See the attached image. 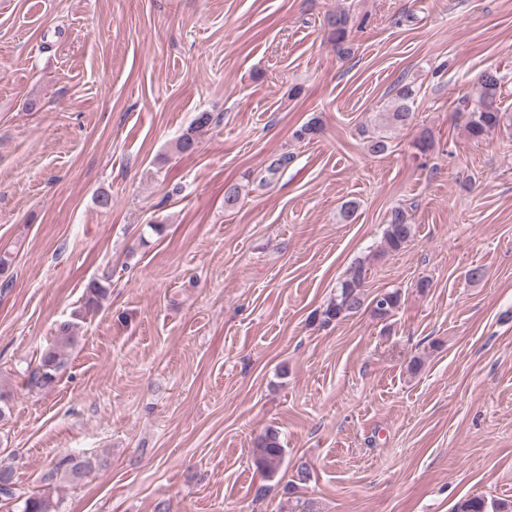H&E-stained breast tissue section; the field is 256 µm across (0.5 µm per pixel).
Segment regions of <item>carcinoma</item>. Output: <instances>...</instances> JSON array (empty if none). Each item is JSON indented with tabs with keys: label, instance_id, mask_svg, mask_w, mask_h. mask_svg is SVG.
I'll return each mask as SVG.
<instances>
[{
	"label": "carcinoma",
	"instance_id": "obj_1",
	"mask_svg": "<svg viewBox=\"0 0 512 512\" xmlns=\"http://www.w3.org/2000/svg\"><path fill=\"white\" fill-rule=\"evenodd\" d=\"M347 18L342 14H332L327 19L328 38L335 44L340 55L350 54L346 34ZM501 89V76L496 70H486L478 78L472 91L471 98L474 105L469 112L466 130L469 138L480 140L501 127L507 125L509 117L499 106ZM417 95L415 86L411 83L401 84L397 87L395 96L388 109L381 113L380 123L368 148L373 154L381 155L389 148L388 131L403 128L412 118L414 101ZM213 122L209 112H200L196 115L189 128L184 131L176 141V148L182 153L195 149L198 138L205 133ZM413 234V225L409 224L405 211L395 209L391 212L389 222L383 231L382 248L385 251H398ZM367 266L363 261H357L351 267L348 276L336 287V297L323 311L324 322L339 321L348 316L359 313L372 304V311L380 319H386L399 307L400 294L397 291L385 292L367 300L364 292ZM107 293L106 286L99 280L88 286L84 308L94 311L99 300ZM78 343L75 326L64 321L57 325L53 343L42 352L38 364L26 368L28 384L40 390L51 387L57 372L62 367L65 350ZM284 455L279 432L273 428L267 429L254 443L253 456L259 468L267 475L273 477L279 470ZM108 466V458L99 456L95 458H81L71 453L59 455L52 467L44 474L43 482L51 484L57 478H62L72 485L81 484L94 469H103ZM0 496L7 500L22 502L20 512H57L56 504L45 493H22L16 487L14 470L8 466L0 465ZM456 512H507V505L503 502L487 503L483 499L472 498L461 502Z\"/></svg>",
	"mask_w": 512,
	"mask_h": 512
}]
</instances>
